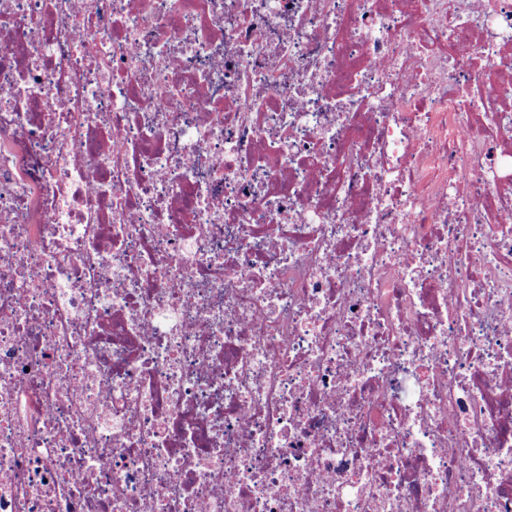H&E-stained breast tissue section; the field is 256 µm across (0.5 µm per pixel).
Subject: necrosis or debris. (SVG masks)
<instances>
[{"label":"necrosis or debris","instance_id":"1","mask_svg":"<svg viewBox=\"0 0 512 512\" xmlns=\"http://www.w3.org/2000/svg\"><path fill=\"white\" fill-rule=\"evenodd\" d=\"M0 512H512V0H0Z\"/></svg>","mask_w":512,"mask_h":512}]
</instances>
